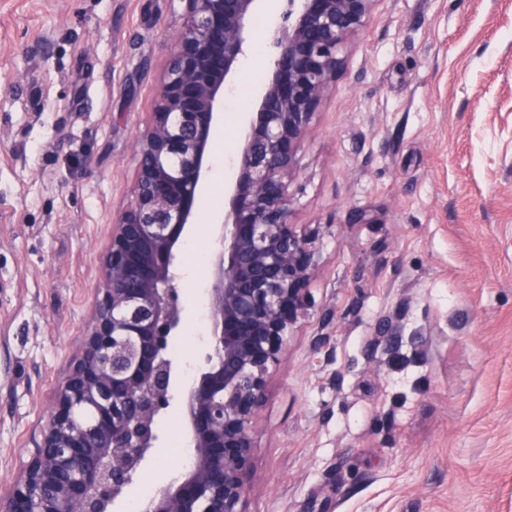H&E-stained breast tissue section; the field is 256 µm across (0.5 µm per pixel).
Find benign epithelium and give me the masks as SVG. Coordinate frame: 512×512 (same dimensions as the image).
I'll return each mask as SVG.
<instances>
[{
  "instance_id": "7a95c632",
  "label": "benign epithelium",
  "mask_w": 512,
  "mask_h": 512,
  "mask_svg": "<svg viewBox=\"0 0 512 512\" xmlns=\"http://www.w3.org/2000/svg\"><path fill=\"white\" fill-rule=\"evenodd\" d=\"M182 25L137 138L131 200L112 225L80 352L0 512H114L159 447V417L182 407L193 448L142 512H247L252 425L298 321L314 306L323 227L294 224L296 154L342 69V47L379 0H285L212 254L210 346L187 389L170 345L185 319L175 274L207 178L224 84L259 0H178Z\"/></svg>"
}]
</instances>
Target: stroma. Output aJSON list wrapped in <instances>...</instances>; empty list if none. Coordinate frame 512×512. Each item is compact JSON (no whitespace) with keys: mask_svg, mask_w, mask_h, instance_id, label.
I'll return each mask as SVG.
<instances>
[{"mask_svg":"<svg viewBox=\"0 0 512 512\" xmlns=\"http://www.w3.org/2000/svg\"><path fill=\"white\" fill-rule=\"evenodd\" d=\"M279 13L265 0L224 88L228 146ZM181 23L177 0H0L1 488L81 344ZM342 56L291 187L293 223L333 233L253 427L247 510L512 512V0H379ZM213 241L197 213L177 260L201 265L179 280L185 381ZM181 468L158 448L123 512Z\"/></svg>","mask_w":512,"mask_h":512,"instance_id":"1","label":"stroma"}]
</instances>
